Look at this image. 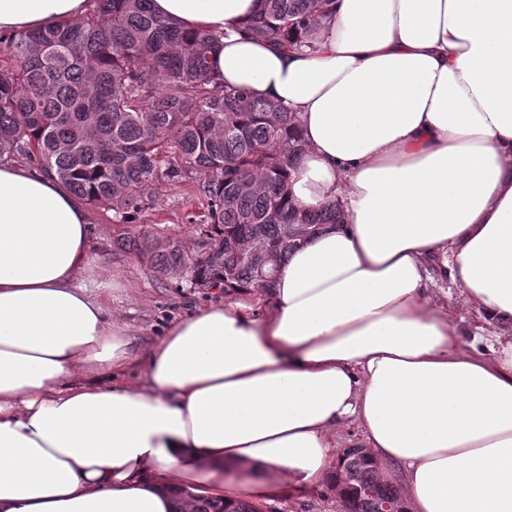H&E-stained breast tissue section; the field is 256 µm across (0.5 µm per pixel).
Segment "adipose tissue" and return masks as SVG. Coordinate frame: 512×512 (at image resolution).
<instances>
[{"mask_svg":"<svg viewBox=\"0 0 512 512\" xmlns=\"http://www.w3.org/2000/svg\"><path fill=\"white\" fill-rule=\"evenodd\" d=\"M86 0H0V31ZM260 0H152L218 35L221 80L295 113L291 192L339 201L271 292L146 347L106 313L83 200L0 163V512H172L178 484L265 498L334 478L356 424L409 512H512V0H336L314 49L239 26ZM439 263L491 332L461 341ZM140 367L138 383L126 378Z\"/></svg>","mask_w":512,"mask_h":512,"instance_id":"adipose-tissue-1","label":"adipose tissue"}]
</instances>
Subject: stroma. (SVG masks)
I'll use <instances>...</instances> for the list:
<instances>
[{
	"label": "stroma",
	"instance_id": "1",
	"mask_svg": "<svg viewBox=\"0 0 512 512\" xmlns=\"http://www.w3.org/2000/svg\"><path fill=\"white\" fill-rule=\"evenodd\" d=\"M198 175L179 182L156 183L152 197L142 206L129 224L118 222L107 207L89 210L90 241L102 268L96 277L97 286L108 289L109 306L129 325L139 346L148 345L160 336L166 326L189 308L224 301L220 290L200 292L176 287L174 281L158 277L138 258L113 249L112 240L123 234H157L179 236L190 252H198L201 243L195 221L204 210L203 200L196 193ZM432 293L437 301L452 304L462 332L472 336L483 322L476 309L464 302L446 273L432 269ZM261 512H340L334 490L321 484L306 489H282L276 496L259 501Z\"/></svg>",
	"mask_w": 512,
	"mask_h": 512
}]
</instances>
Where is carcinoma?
I'll use <instances>...</instances> for the list:
<instances>
[{
	"label": "carcinoma",
	"instance_id": "obj_1",
	"mask_svg": "<svg viewBox=\"0 0 512 512\" xmlns=\"http://www.w3.org/2000/svg\"><path fill=\"white\" fill-rule=\"evenodd\" d=\"M151 0H87L76 21L0 37V160L35 161L91 205L130 223L162 178L200 175L202 250L126 236L115 246L162 278L224 292L272 287L290 250L345 213L333 201L301 209L289 191L303 142L294 113L218 81V37L184 31ZM334 0H261L244 33L292 51L312 46ZM330 482L345 507L379 512L402 498L360 447L340 454ZM196 512H260L247 498H194Z\"/></svg>",
	"mask_w": 512,
	"mask_h": 512
}]
</instances>
